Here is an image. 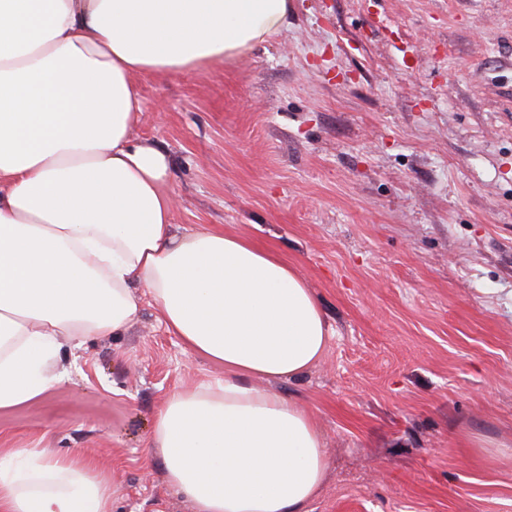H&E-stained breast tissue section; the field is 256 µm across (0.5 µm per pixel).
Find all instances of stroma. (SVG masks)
<instances>
[{
    "instance_id": "stroma-1",
    "label": "stroma",
    "mask_w": 512,
    "mask_h": 512,
    "mask_svg": "<svg viewBox=\"0 0 512 512\" xmlns=\"http://www.w3.org/2000/svg\"><path fill=\"white\" fill-rule=\"evenodd\" d=\"M288 21L262 50L139 79L175 229L274 250L325 311L324 357L255 382L323 434L308 512H512V0H291ZM59 368L0 408V448L91 459L112 512H190L152 420L223 365L147 303Z\"/></svg>"
}]
</instances>
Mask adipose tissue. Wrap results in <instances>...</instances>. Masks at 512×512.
<instances>
[{"mask_svg": "<svg viewBox=\"0 0 512 512\" xmlns=\"http://www.w3.org/2000/svg\"><path fill=\"white\" fill-rule=\"evenodd\" d=\"M289 0H0V408L63 379L65 341L120 333L150 298L224 378L171 393L151 446L193 512H306L326 477L293 379L333 334L305 279L249 240L174 230L169 158L137 77L204 68L286 29ZM89 459L0 450V512H112Z\"/></svg>", "mask_w": 512, "mask_h": 512, "instance_id": "1", "label": "adipose tissue"}]
</instances>
